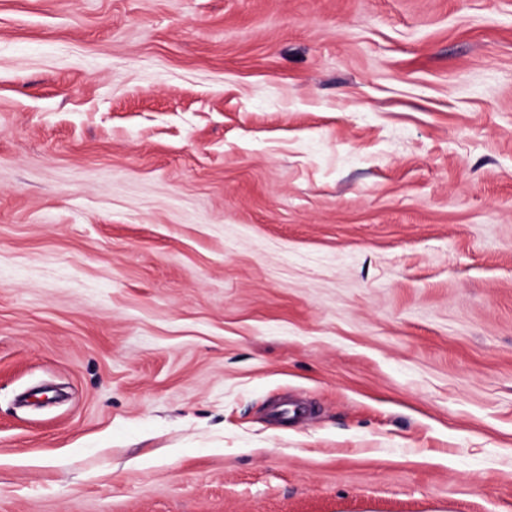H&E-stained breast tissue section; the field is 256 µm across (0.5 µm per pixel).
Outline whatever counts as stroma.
Returning a JSON list of instances; mask_svg holds the SVG:
<instances>
[{"instance_id":"stroma-1","label":"stroma","mask_w":512,"mask_h":512,"mask_svg":"<svg viewBox=\"0 0 512 512\" xmlns=\"http://www.w3.org/2000/svg\"><path fill=\"white\" fill-rule=\"evenodd\" d=\"M0 512H512V0H0Z\"/></svg>"}]
</instances>
